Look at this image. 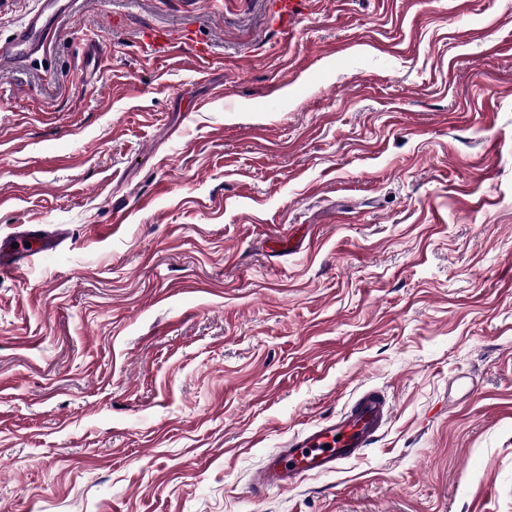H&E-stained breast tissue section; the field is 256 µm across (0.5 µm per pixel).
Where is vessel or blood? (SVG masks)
<instances>
[{
	"instance_id": "obj_1",
	"label": "vessel or blood",
	"mask_w": 512,
	"mask_h": 512,
	"mask_svg": "<svg viewBox=\"0 0 512 512\" xmlns=\"http://www.w3.org/2000/svg\"><path fill=\"white\" fill-rule=\"evenodd\" d=\"M300 4L301 0H273L272 23L287 28L297 16ZM52 25V16L34 17L14 38L16 46L23 50L22 55L0 52V68L17 63L19 57L28 58L44 51ZM143 42L153 51L187 48L197 60H204L206 56L205 46L188 31L155 28L144 33ZM48 246V237L39 229L19 232L15 245L10 246L8 252L0 251V277H14L22 266L31 263L34 255L43 253ZM391 414L392 406L383 393L375 389L359 393L336 416L305 429L293 437L286 448L269 458L254 475V489L269 486L290 489L306 475L334 471L341 463L361 455Z\"/></svg>"
}]
</instances>
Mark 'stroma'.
Listing matches in <instances>:
<instances>
[{
    "label": "stroma",
    "instance_id": "obj_1",
    "mask_svg": "<svg viewBox=\"0 0 512 512\" xmlns=\"http://www.w3.org/2000/svg\"><path fill=\"white\" fill-rule=\"evenodd\" d=\"M268 8L71 0L0 72V245L63 235L0 278V512H512V0ZM367 388L359 458L251 492ZM271 22L281 29L288 31V25L298 15L301 0H273ZM190 31L173 32L167 29H150L143 34V42L151 51L168 52L173 49L189 48L195 58L205 63L206 48L198 42Z\"/></svg>",
    "mask_w": 512,
    "mask_h": 512
}]
</instances>
